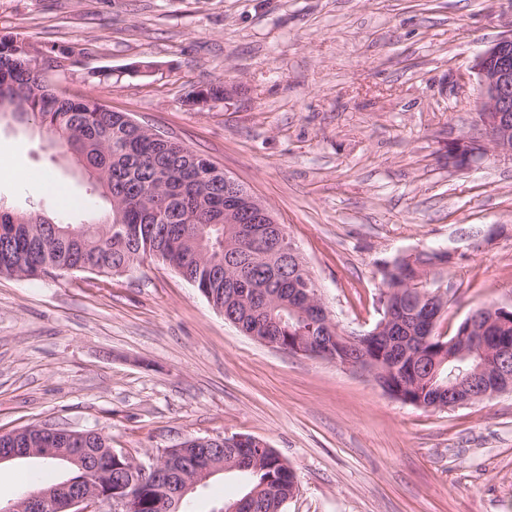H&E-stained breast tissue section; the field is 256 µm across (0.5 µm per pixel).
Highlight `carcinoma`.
Segmentation results:
<instances>
[{"label":"carcinoma","instance_id":"obj_1","mask_svg":"<svg viewBox=\"0 0 512 512\" xmlns=\"http://www.w3.org/2000/svg\"><path fill=\"white\" fill-rule=\"evenodd\" d=\"M49 67L30 55L27 42L17 36L0 37V122L26 124L31 120L58 136L61 146L88 174L89 197L100 195L108 210L87 224H72L35 210L20 215L0 205V275L38 277L55 271H78L110 277L131 269L143 258H156L184 280L203 289L214 306H228L251 323L253 314L264 318L283 342L309 335L306 320L288 310L292 292L283 284L286 264L258 248L239 243L245 225L258 221L243 217L237 224L224 222V210L233 200L224 186L210 180L205 158L185 149L137 133L127 115L100 105L92 96L58 95L47 79ZM224 99V86L211 84L192 93L188 103ZM244 283L265 285L275 298L262 305L254 299L224 294L228 271ZM390 276L409 284L382 303L381 319L391 324L377 335L365 337L366 352L380 362L377 381L402 401H423L422 408L445 403L452 365L434 362L435 346L413 344L418 333V296L423 292L414 273L396 258ZM50 472L39 488L81 479L68 461L43 456ZM242 495L257 492L262 512H275L291 492L296 474L288 462L266 452L241 473ZM162 486L137 490L135 512H157Z\"/></svg>","mask_w":512,"mask_h":512}]
</instances>
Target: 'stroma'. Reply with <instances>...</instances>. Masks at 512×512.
Here are the masks:
<instances>
[{"label":"stroma","instance_id":"1","mask_svg":"<svg viewBox=\"0 0 512 512\" xmlns=\"http://www.w3.org/2000/svg\"><path fill=\"white\" fill-rule=\"evenodd\" d=\"M512 0H0V35L78 62L93 96L180 141L272 211L346 333L374 327L381 266L444 249L453 335L512 307V158L448 164L480 139L476 56ZM139 61L151 73L133 72ZM223 83L226 99L192 106ZM0 204L82 222L85 172L38 124H0ZM94 430L146 462L194 437L250 435L297 475L284 512H512V394L453 410L265 346L147 258L103 278L0 275V433Z\"/></svg>","mask_w":512,"mask_h":512}]
</instances>
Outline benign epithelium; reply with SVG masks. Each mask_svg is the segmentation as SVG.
Masks as SVG:
<instances>
[{"mask_svg": "<svg viewBox=\"0 0 512 512\" xmlns=\"http://www.w3.org/2000/svg\"><path fill=\"white\" fill-rule=\"evenodd\" d=\"M473 69L477 75L480 97L475 123L480 127L487 145L465 138L450 146L448 164L458 168L468 165L474 156L487 151L512 157V30L500 36L478 54ZM217 179L224 180V194L234 197L236 201L235 207L225 212L226 220L233 221L234 214L238 211L260 216L265 223L260 231L268 243L269 254L289 258L291 274L287 276V283L296 297V304L291 306V310L312 324L334 330L335 321L323 302L319 286L316 280L309 279L311 272L285 227L278 224L271 211L260 200L228 175H219ZM218 312L224 315L226 321L268 347L339 362L338 355L329 343L309 340L294 347L286 346L271 336L262 335L259 324L246 329L237 316L228 315L221 308ZM511 329V307L486 305L473 310L467 316L461 327V336L447 344L440 343L441 352L448 353L450 362L464 359L470 349L486 350L496 357L494 369L477 366L468 371H461L457 379L448 381V408L491 398L512 388V336L509 335ZM33 431L47 436L43 451L68 460L85 474V478L84 485L63 494L54 490H43L27 496L21 509L28 512H97L96 505L102 500H108L116 505V512H130L132 494H104L94 484L91 474H105L110 459L116 460L121 456L127 461L130 472L134 473L139 481L151 480L162 475L167 463L184 455L191 448L199 454L193 470L166 487V496L157 503L158 508L169 512L216 473L245 470L239 457L222 461L213 460L209 455L211 447L224 442L241 447L242 452L249 455L257 448L268 447L262 439L248 435H234L223 439L191 438L175 448L166 449L160 459L146 467L131 459L129 455H120L112 449L109 450L108 456L90 462L84 453L73 448V445L82 444L88 437V433L83 431L67 430L45 423L13 431L11 435L20 439L30 436Z\"/></svg>", "mask_w": 512, "mask_h": 512, "instance_id": "benign-epithelium-1", "label": "benign epithelium"}]
</instances>
